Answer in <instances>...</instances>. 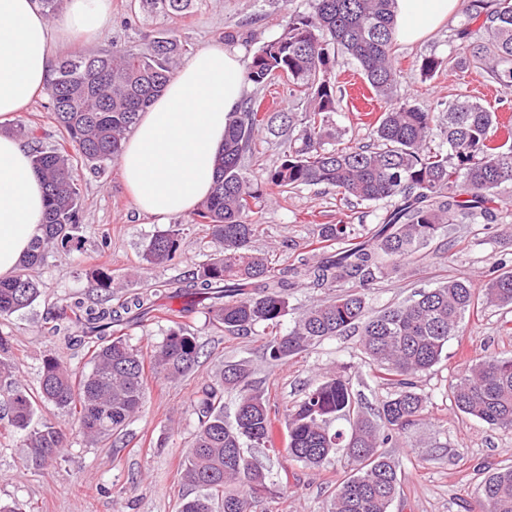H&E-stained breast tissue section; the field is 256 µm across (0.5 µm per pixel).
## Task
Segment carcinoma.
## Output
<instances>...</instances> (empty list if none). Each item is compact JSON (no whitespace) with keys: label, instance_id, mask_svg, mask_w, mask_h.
<instances>
[{"label":"carcinoma","instance_id":"obj_1","mask_svg":"<svg viewBox=\"0 0 512 512\" xmlns=\"http://www.w3.org/2000/svg\"><path fill=\"white\" fill-rule=\"evenodd\" d=\"M139 7L178 15L195 0H138ZM470 20L482 19L484 41L469 28L454 31L456 54L419 60L432 77L445 68L472 66L489 81L512 90V0H464ZM395 0H310V11L288 14L283 33L263 42L248 58L245 81L263 89L274 80L288 83L289 95L306 104L301 119L280 110L274 135L286 146L281 162L255 175L251 169L256 134L272 125L261 110L263 98L245 99L224 131L216 158L213 192L197 207V223L207 227L220 246L208 261L154 288L112 299L108 306L63 301L51 312V333L78 328L68 345L88 347L91 370L77 374L53 355L44 360L40 389L33 395L9 388L3 402L12 426L27 432L30 464L44 467L63 447L62 428L32 426L38 402L51 403L77 416L82 434L101 443L120 432L143 407L146 395L144 357L120 334L119 327L155 311L164 297L183 299L182 311L196 300L209 301L213 322L232 335H263L272 363L287 361L325 339L357 333L381 383L394 391L375 417L359 407L350 379L326 375L308 389L287 414L288 456L310 467L323 464L338 448L356 464L336 492L330 512H389L397 495L395 462L387 455L393 437L414 424L425 399L414 379L443 358L448 339L460 333L463 315L478 301L512 305V271L496 275L480 289L466 279H452L419 291L414 298L371 312L366 292L377 276L401 260L421 256L448 224L477 219L497 221L488 207L491 195L512 188V138L497 139L498 115L465 96L439 115L408 103L392 102L395 82L393 49ZM188 44L170 31L139 45H113L100 54L65 58L54 65L50 109L62 139L46 146L36 128L19 126L35 168L46 188L43 234L32 242L19 272L0 280V317L31 306L41 289L28 270L44 261L51 245L76 239L82 199L74 161L99 173L119 158L122 142L139 113L174 75ZM352 57L367 82L385 101L375 121L374 142L341 147L333 125L338 111L336 62ZM440 127L446 150L431 146ZM326 185L356 202L387 204L380 222L366 233L348 224H323L321 253L303 254L281 273L251 248L259 232L266 197L276 191ZM181 232L159 231L143 256L155 268L179 256ZM353 288L312 305L284 327L288 292L306 286L332 292L342 283ZM200 346L181 326L169 329L153 349L152 370L175 381L198 363ZM244 363L224 366L221 382L202 388L194 403L199 427L183 465V479L199 490L181 500L178 512H255L256 501L273 494L268 471L252 453L273 448L276 438L264 393L250 380ZM238 393L234 422L224 419V390ZM450 395L456 410L491 427H512V357H488L466 366ZM344 420L350 430L332 428ZM479 495L483 512H512V466L491 472Z\"/></svg>","mask_w":512,"mask_h":512}]
</instances>
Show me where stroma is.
<instances>
[{"mask_svg":"<svg viewBox=\"0 0 512 512\" xmlns=\"http://www.w3.org/2000/svg\"><path fill=\"white\" fill-rule=\"evenodd\" d=\"M308 8V0H199L189 13L163 17L132 8L131 0H110L112 27L106 38L67 37L58 56L64 59L107 52L116 44H140L146 35L164 28L173 30L194 51L223 42L225 32L237 31L241 37L236 44L248 55L256 44L282 33L287 12ZM466 22L459 9L424 39L412 44L396 42L394 100L440 112L449 101L465 95L497 113L512 114V91L498 89L493 98H486L478 91L485 80L477 71L445 70L431 78L421 75L418 59L454 54L456 45L449 34ZM333 120L343 132V144L370 141L373 119L361 115L351 97H344ZM75 174L83 198L80 248H50L45 261L30 271L42 286L40 298L0 318V336L7 339L14 362L13 380L31 393L39 388L46 356H56L76 372L89 370V353L48 335L46 317L65 298L99 304L101 296L92 286L98 267L108 269L112 294L120 297L145 291L215 251L206 227L194 223L189 212L171 220L182 230L175 264L145 268L143 246L159 226L137 215L118 163L109 164L106 174L97 176L79 162ZM491 206L500 214L497 223L449 225L424 257L377 278L367 292L369 310L404 302L420 289L450 279L466 278L479 288L496 270L512 269V192L494 197ZM383 211V204L350 202L332 187L276 193L262 211L252 247L270 255L276 268H284L297 253L317 248L320 225L343 222L360 232L376 224ZM182 324L200 345L195 370L178 381L148 375L144 407L107 444H91L66 411L42 403L37 421L60 425L66 432V445L55 461L33 467L27 462L24 435L13 429L9 415L0 408V503L21 512H177L182 498L194 494L181 478L182 463L198 428L193 401L202 386L218 383L225 365L232 362L249 363L265 393L280 443L285 440L287 411L327 374L348 375L366 410L375 408L389 392L387 385L375 379L355 334L324 340L275 364L263 354L262 337L225 332L210 322L203 307H196ZM510 355L512 306L480 305L466 313L460 334L448 342L445 358L415 380L426 404L420 419L389 450L399 478L390 512H482L480 483L493 469L512 465V429L492 428L458 412L448 398V386L470 361ZM264 466L274 492L263 497L260 512H328L352 469L341 449L318 467L297 462L284 451Z\"/></svg>","mask_w":512,"mask_h":512,"instance_id":"stroma-1","label":"stroma"}]
</instances>
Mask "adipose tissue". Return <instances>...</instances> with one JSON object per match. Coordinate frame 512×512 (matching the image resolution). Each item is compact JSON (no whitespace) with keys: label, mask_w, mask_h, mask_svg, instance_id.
Returning <instances> with one entry per match:
<instances>
[{"label":"adipose tissue","mask_w":512,"mask_h":512,"mask_svg":"<svg viewBox=\"0 0 512 512\" xmlns=\"http://www.w3.org/2000/svg\"><path fill=\"white\" fill-rule=\"evenodd\" d=\"M458 0H396L397 38L410 44L456 11ZM108 0H69L65 29L101 38ZM57 33L39 0H0V125L15 121L48 90ZM247 85L238 47L197 51L139 116L119 158L122 181L138 213L157 223L190 212L211 191L215 155L228 117ZM45 189L32 155L16 135L0 134V279L13 277L42 232Z\"/></svg>","instance_id":"adipose-tissue-1"}]
</instances>
